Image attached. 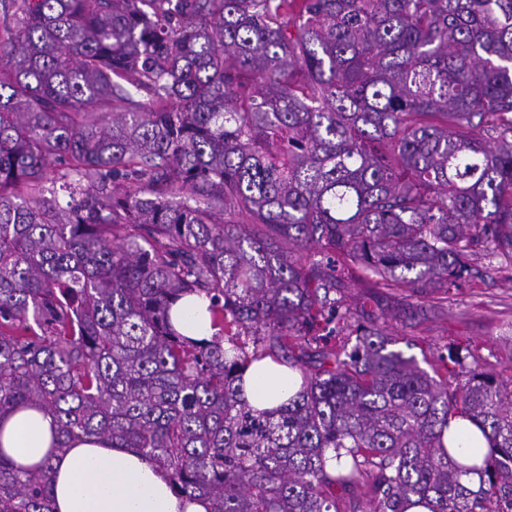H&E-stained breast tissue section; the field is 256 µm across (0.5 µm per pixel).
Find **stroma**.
I'll return each mask as SVG.
<instances>
[{"label": "stroma", "instance_id": "stroma-1", "mask_svg": "<svg viewBox=\"0 0 512 512\" xmlns=\"http://www.w3.org/2000/svg\"><path fill=\"white\" fill-rule=\"evenodd\" d=\"M346 306L372 308L377 323L398 337V350L431 369L438 351L458 349L465 367H478L502 381L512 380V259L479 251L445 295L407 296L399 289L373 288L366 280L342 293ZM417 309L415 320L399 318L403 303Z\"/></svg>", "mask_w": 512, "mask_h": 512}]
</instances>
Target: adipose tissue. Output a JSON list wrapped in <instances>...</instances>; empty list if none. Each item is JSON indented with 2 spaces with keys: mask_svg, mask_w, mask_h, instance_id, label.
I'll return each mask as SVG.
<instances>
[{
  "mask_svg": "<svg viewBox=\"0 0 512 512\" xmlns=\"http://www.w3.org/2000/svg\"><path fill=\"white\" fill-rule=\"evenodd\" d=\"M207 306L203 297L180 298L172 308L176 329L193 340L211 338ZM244 390L252 407L278 406L296 390L294 373L264 359L246 369ZM55 429L52 416L37 409L0 416V452L15 467L51 459L54 512H210L209 500L177 495L166 473L141 454L97 438L73 441L59 451L53 446Z\"/></svg>",
  "mask_w": 512,
  "mask_h": 512,
  "instance_id": "ef3b65f1",
  "label": "adipose tissue"
}]
</instances>
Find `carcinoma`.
<instances>
[{
	"instance_id": "1",
	"label": "carcinoma",
	"mask_w": 512,
	"mask_h": 512,
	"mask_svg": "<svg viewBox=\"0 0 512 512\" xmlns=\"http://www.w3.org/2000/svg\"><path fill=\"white\" fill-rule=\"evenodd\" d=\"M12 6L0 415L44 410L61 450L130 448L210 512H340L366 480L368 512H504L511 388L453 349L428 373L365 309L350 350L309 333L352 318L330 294L356 268L422 295L480 246L512 259V0ZM185 294L209 299L211 338L174 328ZM266 357L301 386L258 410L243 374ZM457 417L479 465L444 445ZM50 486V463L0 453V512H52ZM449 430L455 435L451 446L454 448L452 455L456 460L471 463L465 460L472 456H483L487 443L472 423L466 419L456 418L450 422Z\"/></svg>"
}]
</instances>
